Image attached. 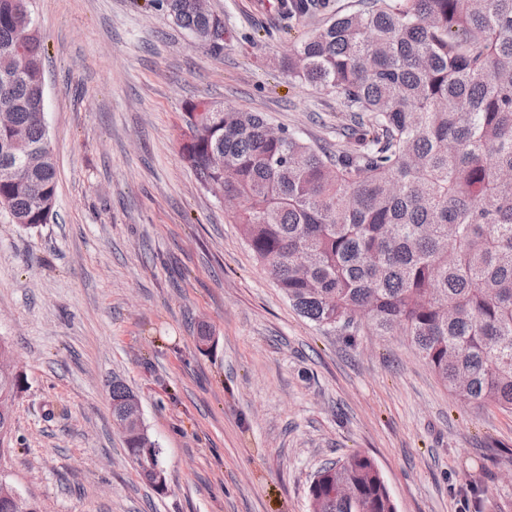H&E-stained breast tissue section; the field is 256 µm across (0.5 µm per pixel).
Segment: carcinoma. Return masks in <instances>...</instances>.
Listing matches in <instances>:
<instances>
[{"label": "carcinoma", "mask_w": 512, "mask_h": 512, "mask_svg": "<svg viewBox=\"0 0 512 512\" xmlns=\"http://www.w3.org/2000/svg\"><path fill=\"white\" fill-rule=\"evenodd\" d=\"M24 0H0V209L25 230L48 223L56 167L40 117L41 37ZM212 51L224 21L193 0H150ZM26 67L12 70L17 46ZM288 68L336 91L350 150L298 132L269 136L257 112L204 98L184 113L182 157L197 181L240 200L228 214L289 303L353 336L366 313L400 330L459 401L512 410V0H365L295 44ZM21 375L0 371L15 398ZM112 416L133 391L110 383ZM139 468L155 447L132 428ZM347 485L344 499L337 488ZM312 512H396L373 458L328 462L309 487Z\"/></svg>", "instance_id": "obj_1"}]
</instances>
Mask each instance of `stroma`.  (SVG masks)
Instances as JSON below:
<instances>
[{
	"label": "stroma",
	"mask_w": 512,
	"mask_h": 512,
	"mask_svg": "<svg viewBox=\"0 0 512 512\" xmlns=\"http://www.w3.org/2000/svg\"><path fill=\"white\" fill-rule=\"evenodd\" d=\"M362 0H206L214 52L149 0H29L57 170L48 224L0 210V337L24 379L0 474L41 512H311L326 460L372 456L397 512H512V410L451 396L406 336L303 318L184 162L210 98L348 148L292 45ZM215 336L199 348L200 330ZM140 398L168 488L146 486L108 384Z\"/></svg>",
	"instance_id": "stroma-1"
}]
</instances>
